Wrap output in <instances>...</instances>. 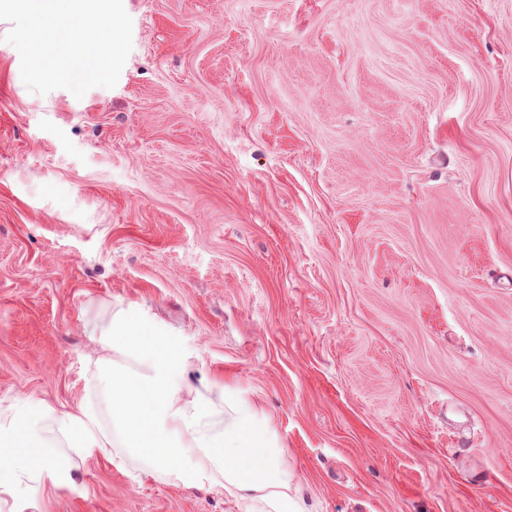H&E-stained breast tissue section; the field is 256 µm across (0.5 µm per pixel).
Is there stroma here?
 Segmentation results:
<instances>
[{"mask_svg":"<svg viewBox=\"0 0 512 512\" xmlns=\"http://www.w3.org/2000/svg\"><path fill=\"white\" fill-rule=\"evenodd\" d=\"M114 88L0 20V407L94 408L136 308L309 512H512V0H123ZM0 512H238L121 447Z\"/></svg>","mask_w":512,"mask_h":512,"instance_id":"obj_1","label":"stroma"}]
</instances>
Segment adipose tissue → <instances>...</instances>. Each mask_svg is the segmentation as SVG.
<instances>
[{
	"mask_svg": "<svg viewBox=\"0 0 512 512\" xmlns=\"http://www.w3.org/2000/svg\"><path fill=\"white\" fill-rule=\"evenodd\" d=\"M88 332L110 353L100 371L115 432L84 406L55 415L31 412L24 403L13 413L0 412V478L16 486L71 483L69 468L41 435L48 419L81 457L105 452L117 437L153 473L224 493L240 512H308L267 422L225 386L192 388L185 354L146 312L118 310Z\"/></svg>",
	"mask_w": 512,
	"mask_h": 512,
	"instance_id": "ef3b65f1",
	"label": "adipose tissue"
}]
</instances>
